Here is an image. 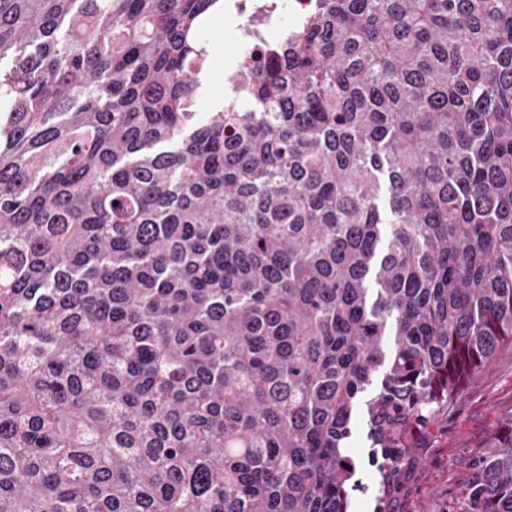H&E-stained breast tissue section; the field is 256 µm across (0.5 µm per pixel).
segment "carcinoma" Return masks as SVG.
I'll use <instances>...</instances> for the list:
<instances>
[{
    "label": "carcinoma",
    "mask_w": 512,
    "mask_h": 512,
    "mask_svg": "<svg viewBox=\"0 0 512 512\" xmlns=\"http://www.w3.org/2000/svg\"><path fill=\"white\" fill-rule=\"evenodd\" d=\"M223 12L0 0V512H346L512 341V0H311L201 122Z\"/></svg>",
    "instance_id": "obj_1"
}]
</instances>
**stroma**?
<instances>
[{"mask_svg": "<svg viewBox=\"0 0 512 512\" xmlns=\"http://www.w3.org/2000/svg\"><path fill=\"white\" fill-rule=\"evenodd\" d=\"M512 422V342L467 376L447 405L418 429L396 468L397 489L382 496L380 452L355 415L343 453L352 465L347 512H456L465 480L494 433Z\"/></svg>", "mask_w": 512, "mask_h": 512, "instance_id": "obj_1", "label": "stroma"}]
</instances>
